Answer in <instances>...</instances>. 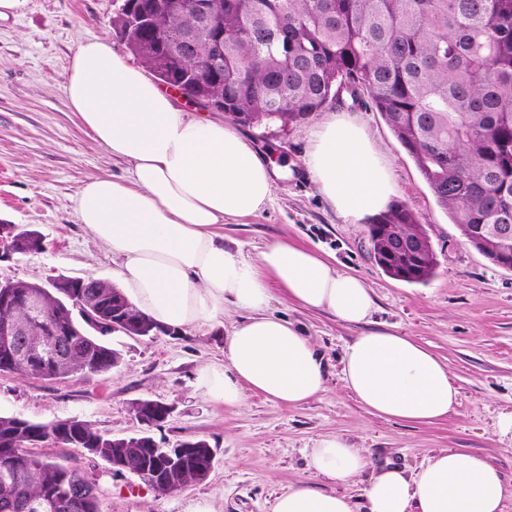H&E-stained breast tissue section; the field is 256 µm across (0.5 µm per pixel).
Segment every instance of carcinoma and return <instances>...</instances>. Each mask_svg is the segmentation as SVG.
I'll list each match as a JSON object with an SVG mask.
<instances>
[{"label": "carcinoma", "instance_id": "1", "mask_svg": "<svg viewBox=\"0 0 512 512\" xmlns=\"http://www.w3.org/2000/svg\"><path fill=\"white\" fill-rule=\"evenodd\" d=\"M166 0H140L112 19L120 41L160 83L184 82L197 92L208 77L192 55L166 52L169 35L211 36L189 12L171 13ZM224 72L209 89L224 95V114L252 127H282L342 103L347 92L379 112L412 158L438 207L461 235L473 224H512V0H224ZM427 236L416 213L393 200L369 224L377 264L390 276L412 270V256L387 258L391 233ZM79 302L45 297L49 317L29 323L30 352L0 342V377L43 379L107 373L119 353L105 336H91L89 321L112 320L123 308L138 316L126 295L108 281L66 290ZM28 318L24 300L0 304V322ZM70 338L81 347L58 361L53 347ZM100 441L95 457L112 464V438L80 421L33 422L0 414V512H41L38 505L68 487L82 488L83 506L101 512L98 489L80 465V445ZM51 443L76 454L65 460L36 452ZM164 448H122L123 467L165 481L169 491L205 480L211 459H185L182 470L161 469Z\"/></svg>", "mask_w": 512, "mask_h": 512}]
</instances>
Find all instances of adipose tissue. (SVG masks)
<instances>
[{
    "label": "adipose tissue",
    "mask_w": 512,
    "mask_h": 512,
    "mask_svg": "<svg viewBox=\"0 0 512 512\" xmlns=\"http://www.w3.org/2000/svg\"><path fill=\"white\" fill-rule=\"evenodd\" d=\"M70 111L93 140L131 166L130 178H96L76 199L81 224L121 260L118 277L134 307L181 329L241 312L224 338V362L200 370L197 386L233 407L253 393L301 406L326 389L327 371L309 336L273 313L274 289L295 305L360 326L341 358L342 379L377 417L432 424L458 404L446 366L397 327L371 328L376 302L364 280L288 240L257 258L225 245V220L262 212L281 169L229 121L196 117L109 38L81 41L66 75ZM310 180L345 221L385 209L395 193L389 166L348 112L317 123L304 156ZM311 473L339 483L369 474L368 512H502L506 484L486 456L439 450L418 469H375L340 435L315 440ZM272 512H355L349 496L299 483Z\"/></svg>",
    "instance_id": "1"
}]
</instances>
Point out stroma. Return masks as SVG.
Here are the masks:
<instances>
[{
  "label": "stroma",
  "instance_id": "1",
  "mask_svg": "<svg viewBox=\"0 0 512 512\" xmlns=\"http://www.w3.org/2000/svg\"><path fill=\"white\" fill-rule=\"evenodd\" d=\"M121 0H27L24 10L0 20V224L38 231L40 251L0 261V280L45 283L63 277L117 282L120 260L80 224L75 199L95 178L129 174L126 161L95 143L66 105V71L79 41L114 36ZM377 151L389 163L396 199L419 215L438 265L427 283L389 276L376 263L366 224L337 216L305 173L303 159L313 120L268 131L242 132L284 170L275 203L263 212L224 223V241L257 257L288 239L331 253L339 268L358 273L372 289L376 327L397 326L428 346L448 369L459 404L448 418L411 425L372 416L345 386L344 349L360 332L325 312H312L276 293L274 313L300 324L328 365L326 390L300 407L247 395L236 407L204 397L195 387L200 369L224 361L223 326L201 325L178 335L115 333L120 354L109 373L89 380L0 378V414L53 423L78 419L102 434L137 433V402L166 403L171 412L151 433L160 447L202 438L217 453L207 480L161 494L134 474L112 473L103 461L83 460L98 490L101 512H185L197 500L216 512H271L279 495L311 479L306 450L339 434L378 465L419 467L444 448L488 456L501 470L512 512V445L494 434L498 415L512 410V271L493 265L468 245L435 203L411 157L380 113L352 107Z\"/></svg>",
  "mask_w": 512,
  "mask_h": 512
}]
</instances>
